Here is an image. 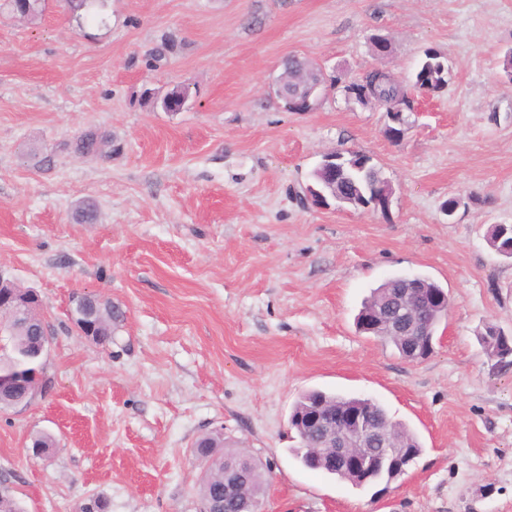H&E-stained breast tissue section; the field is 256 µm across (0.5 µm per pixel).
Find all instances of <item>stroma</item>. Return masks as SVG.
I'll return each instance as SVG.
<instances>
[{"mask_svg": "<svg viewBox=\"0 0 512 512\" xmlns=\"http://www.w3.org/2000/svg\"><path fill=\"white\" fill-rule=\"evenodd\" d=\"M106 26L61 0L23 19L0 5V276L35 291L52 330L48 392L0 413V491L21 512H199L193 444L212 431L267 463L265 512H512V366L478 340L512 334V0H106ZM383 34L391 52L376 55ZM176 53L150 62L162 37ZM448 84L414 97L397 143L343 85L407 80L426 50ZM338 90L309 112L272 92L283 60ZM184 83L180 112L145 90ZM97 129L120 149L83 157ZM372 157L389 217L320 209L304 189L324 154ZM460 206L442 209L448 197ZM90 203L92 224L73 213ZM402 275L445 288L435 351L412 363L357 331L371 289ZM118 305L104 345L71 322L76 296ZM369 398L423 452L379 498L305 468L288 419L301 393ZM54 441L34 452L33 436ZM489 245L495 253H507L509 256L504 257L512 258V225H495L489 236Z\"/></svg>", "mask_w": 512, "mask_h": 512, "instance_id": "obj_1", "label": "stroma"}]
</instances>
